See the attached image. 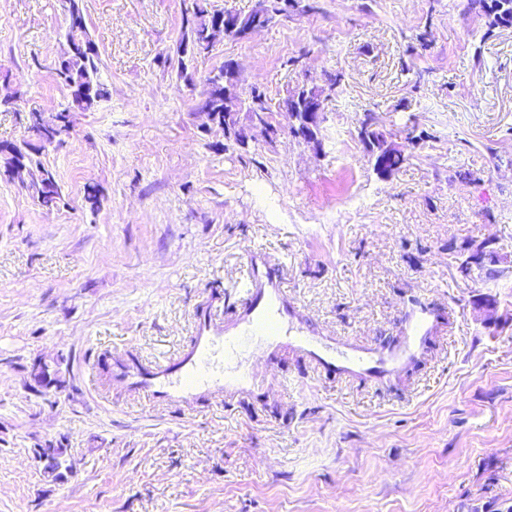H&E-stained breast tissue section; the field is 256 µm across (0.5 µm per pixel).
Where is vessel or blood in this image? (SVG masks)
I'll use <instances>...</instances> for the list:
<instances>
[{
  "label": "vessel or blood",
  "instance_id": "1",
  "mask_svg": "<svg viewBox=\"0 0 512 512\" xmlns=\"http://www.w3.org/2000/svg\"><path fill=\"white\" fill-rule=\"evenodd\" d=\"M244 267L247 298L233 318L199 312L187 347L151 361L131 351L108 359V382L153 406L194 404L209 397L266 395L268 385L263 377L233 363L237 342L246 334L260 336L259 348L269 358L291 351L327 375L389 380L418 358L425 340L438 326L437 313L424 304L419 314H406L407 336L401 345L362 348L340 344L307 323L288 295L283 267L263 250H251Z\"/></svg>",
  "mask_w": 512,
  "mask_h": 512
}]
</instances>
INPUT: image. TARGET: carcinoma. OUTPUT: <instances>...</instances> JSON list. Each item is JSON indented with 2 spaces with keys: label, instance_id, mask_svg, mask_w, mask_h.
Masks as SVG:
<instances>
[{
  "label": "carcinoma",
  "instance_id": "1",
  "mask_svg": "<svg viewBox=\"0 0 512 512\" xmlns=\"http://www.w3.org/2000/svg\"><path fill=\"white\" fill-rule=\"evenodd\" d=\"M63 8L69 18L66 32L67 48L55 61L52 73L56 83L69 92L68 105L58 111L63 123L74 124L73 114L76 112H92L108 99L109 91L99 76V50L91 39L86 25L82 0H63ZM300 10L304 13L316 10L312 3L303 0H265L261 8L251 12L248 19L259 28L268 26L272 19L279 14H287L289 10ZM467 9L476 12L486 19L488 29L496 27H512V0H467ZM224 11L209 9L197 2L185 10L182 21V38L178 49L177 75L184 80L192 81L188 74L187 62L213 51V29ZM250 94L256 100V111L268 117L272 116L271 98L267 93L255 86L250 88ZM376 114L372 111L363 113L358 120V139L364 146L373 164L380 165L388 174L395 176L407 160L404 151L393 146L388 141L384 131L374 128ZM65 143L61 138L47 144L26 143L23 149L27 172L31 176L29 189L33 197H38L42 189H48V194L40 201L43 207L57 208L63 201L61 187L54 174L46 169L40 161V156L48 149H56ZM103 193L97 184L84 186L83 201L91 211L95 212L102 206ZM500 257L493 249L485 251L478 259H472L467 248L462 247L455 255L456 270L465 280L474 279L475 273L486 278L498 275L496 266Z\"/></svg>",
  "mask_w": 512,
  "mask_h": 512
}]
</instances>
